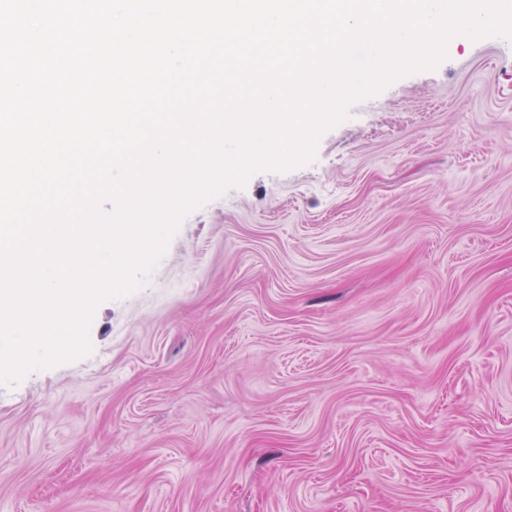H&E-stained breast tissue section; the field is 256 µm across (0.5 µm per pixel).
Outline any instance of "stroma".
Here are the masks:
<instances>
[{
    "label": "stroma",
    "instance_id": "35a3bbf8",
    "mask_svg": "<svg viewBox=\"0 0 512 512\" xmlns=\"http://www.w3.org/2000/svg\"><path fill=\"white\" fill-rule=\"evenodd\" d=\"M0 384V512H512V41L191 212Z\"/></svg>",
    "mask_w": 512,
    "mask_h": 512
}]
</instances>
